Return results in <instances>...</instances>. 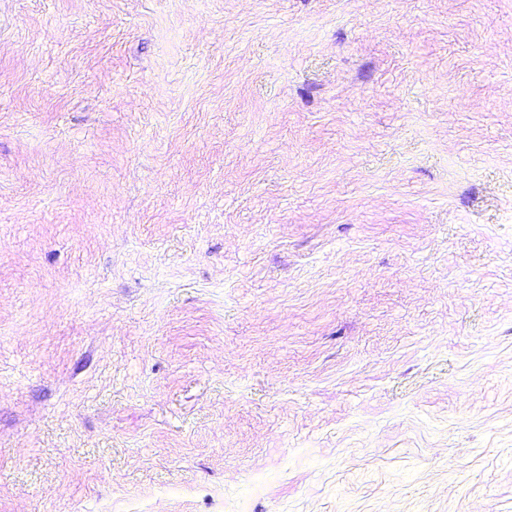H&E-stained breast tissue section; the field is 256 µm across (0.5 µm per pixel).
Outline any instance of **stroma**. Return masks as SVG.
<instances>
[{
    "instance_id": "stroma-1",
    "label": "stroma",
    "mask_w": 512,
    "mask_h": 512,
    "mask_svg": "<svg viewBox=\"0 0 512 512\" xmlns=\"http://www.w3.org/2000/svg\"><path fill=\"white\" fill-rule=\"evenodd\" d=\"M0 512H512V0H0Z\"/></svg>"
}]
</instances>
